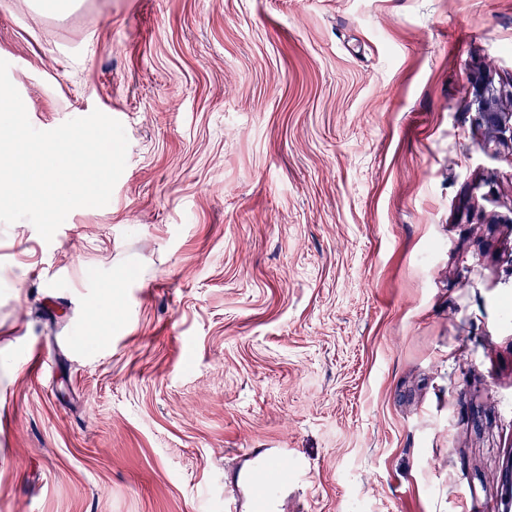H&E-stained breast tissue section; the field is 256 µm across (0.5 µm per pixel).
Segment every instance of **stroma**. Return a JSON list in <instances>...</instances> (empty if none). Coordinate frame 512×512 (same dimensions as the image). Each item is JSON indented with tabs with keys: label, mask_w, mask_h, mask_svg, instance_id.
<instances>
[{
	"label": "stroma",
	"mask_w": 512,
	"mask_h": 512,
	"mask_svg": "<svg viewBox=\"0 0 512 512\" xmlns=\"http://www.w3.org/2000/svg\"><path fill=\"white\" fill-rule=\"evenodd\" d=\"M33 127L100 110L111 199L0 224V512L512 499V0H0ZM112 285L110 325L92 298ZM479 121L494 131L495 141L499 145L512 147V113L486 112L480 107L477 110Z\"/></svg>",
	"instance_id": "stroma-1"
}]
</instances>
